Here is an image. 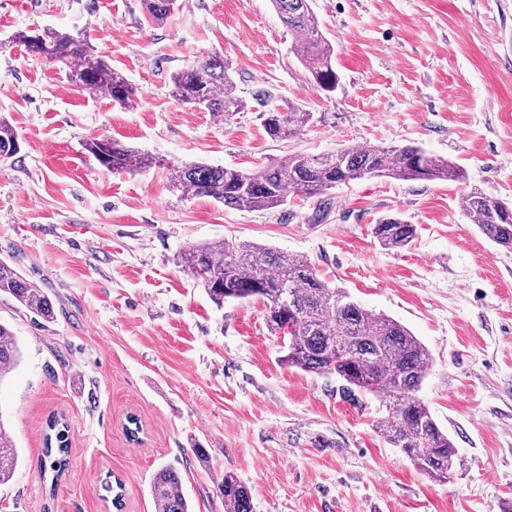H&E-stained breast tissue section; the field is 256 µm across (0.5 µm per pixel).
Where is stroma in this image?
I'll return each mask as SVG.
<instances>
[{
  "label": "stroma",
  "mask_w": 512,
  "mask_h": 512,
  "mask_svg": "<svg viewBox=\"0 0 512 512\" xmlns=\"http://www.w3.org/2000/svg\"><path fill=\"white\" fill-rule=\"evenodd\" d=\"M340 85L324 94L295 56L270 0H180L163 25L142 0H0V116L21 160L0 167V258L44 288L54 323L8 298L0 322L21 349L0 381V420L20 453L0 512H154L148 485L176 469L194 512H224L231 472L252 512H501L512 501V250L469 224L478 188L512 201V0H313ZM88 37L138 89L118 105L71 84L64 65L26 54L16 31ZM216 51L248 107L228 118L181 104L170 75ZM313 112L275 141L261 96ZM109 137L165 159L114 174L83 149ZM413 143L461 166L464 182L365 178L326 203L289 195L260 211L171 188L172 164L253 170L291 152ZM417 228L398 251L378 218ZM237 239L306 257L333 286L408 327L433 366L420 396L463 467L431 480L383 441L378 398L349 400L335 378L281 363L259 302L216 307L178 260L190 243ZM64 413L66 477L48 496L42 430ZM141 433L131 441L129 418ZM205 448L200 465L193 445Z\"/></svg>",
  "instance_id": "35a3bbf8"
}]
</instances>
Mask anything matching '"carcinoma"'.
<instances>
[{
    "instance_id": "carcinoma-1",
    "label": "carcinoma",
    "mask_w": 512,
    "mask_h": 512,
    "mask_svg": "<svg viewBox=\"0 0 512 512\" xmlns=\"http://www.w3.org/2000/svg\"><path fill=\"white\" fill-rule=\"evenodd\" d=\"M148 18L162 24L177 0H142ZM297 56L325 93L336 90L335 49L325 37L311 0H271ZM15 40L34 56L68 67L70 83L119 105L137 98L136 88L79 33L58 30L18 31ZM172 96L184 103L226 117L242 111L224 56L206 52L171 76ZM265 132L275 140L296 136L313 113L290 105L259 114ZM83 149L112 173L144 172L167 165L164 160L127 147L109 137L86 140ZM21 147L11 124L0 117V163L17 158ZM397 181H461L463 170L417 145H348L321 154L289 153L258 171L201 162L175 166L172 187L183 196L209 197L226 208L264 210L285 204L288 193L321 197L337 186L363 178ZM463 215L496 245L512 250V202L479 189L464 195ZM373 237L387 250H400L415 237L416 227L399 215L374 224ZM182 266L197 279L219 307L228 301H259L270 330L287 338L283 364L305 372L334 375L349 399L362 391L381 398L385 414L375 430L407 457L416 470L446 482L459 464L457 448L418 392L433 364L428 348L398 321L365 308L343 288L321 277L308 260L258 244L219 240L190 243L179 254ZM0 296L17 302L45 322L56 317L48 294L7 260H0ZM20 359V348L8 325L0 322V380ZM43 471L57 484L69 466V430L63 418L46 420ZM19 452L0 420V486L9 483ZM224 512H252L247 486L224 474L218 484ZM149 492L155 512H192L179 473L162 466L152 475Z\"/></svg>"
}]
</instances>
